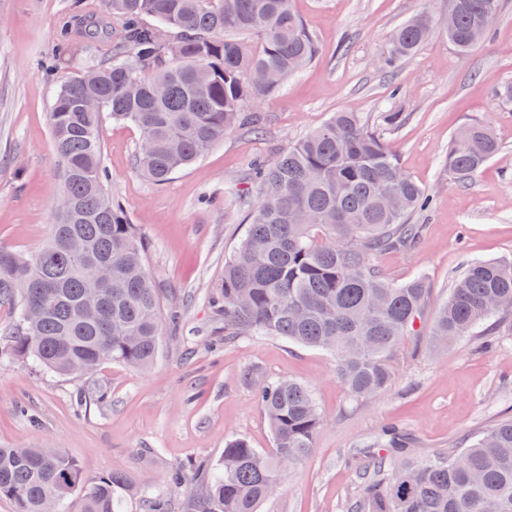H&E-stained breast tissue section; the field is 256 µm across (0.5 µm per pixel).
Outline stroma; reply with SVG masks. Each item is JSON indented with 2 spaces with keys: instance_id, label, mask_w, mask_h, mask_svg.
<instances>
[{
  "instance_id": "obj_1",
  "label": "stroma",
  "mask_w": 512,
  "mask_h": 512,
  "mask_svg": "<svg viewBox=\"0 0 512 512\" xmlns=\"http://www.w3.org/2000/svg\"><path fill=\"white\" fill-rule=\"evenodd\" d=\"M71 0H0V246L31 256L50 233L61 191L49 113L60 85L81 70L93 44L62 50L61 21ZM317 52L275 94L246 101L261 130L242 126L195 164L157 185L135 168L137 126L101 121L106 187L136 224L146 264L165 301L182 316L154 365L136 371L110 361L80 378L51 376L0 358V448H59L85 478L128 473L143 493L159 492L185 512L189 486L168 484L176 466L211 463L245 438L273 447L256 396L259 385L293 379L312 390L323 417L312 454L260 512H348L368 452L396 427L420 459L470 445L494 421L512 416V334L481 326L437 351L430 330L454 277L472 259L512 258V111L494 92L512 81V0L470 52L434 35L391 73L377 67L392 32L418 13L448 15L450 0H292ZM397 106L404 122L387 135L404 170L429 187L432 204L414 212L419 244L378 254L393 283L421 274L431 293L425 313L393 358L391 388L351 401L325 351L277 336L224 341L210 306L224 287V261L243 240L259 197L252 164L287 149L336 112L377 121ZM489 125L502 145L467 186L448 174V145L462 125Z\"/></svg>"
}]
</instances>
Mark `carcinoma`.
Returning a JSON list of instances; mask_svg holds the SVG:
<instances>
[{"instance_id": "1", "label": "carcinoma", "mask_w": 512, "mask_h": 512, "mask_svg": "<svg viewBox=\"0 0 512 512\" xmlns=\"http://www.w3.org/2000/svg\"><path fill=\"white\" fill-rule=\"evenodd\" d=\"M500 10L501 0H452L448 42L468 53L486 14ZM435 26L427 13L403 23L378 67L391 71L412 57ZM63 27L65 45L96 40L99 47L59 87L50 109L59 200L67 206L55 210L35 255L0 248V303L16 312L14 324L0 331V355L60 376L86 375L105 361L146 370L177 314H162L142 239L105 187L102 114L140 129L136 167L163 184L252 123L243 103L280 90L316 46L291 0H73ZM248 38L259 48L249 49ZM404 120L399 111L384 112L374 130L357 113L338 112L255 164L260 198L244 239L224 261V341L280 336L324 349L357 401L389 388L391 358L430 293L423 276L391 284L371 263L418 242L420 227L408 218L430 197L384 141L385 131ZM500 150L490 127L467 124L448 147V174L465 186ZM102 263L112 267V288L86 310ZM509 315L512 260L471 261L453 281L432 341L445 346ZM257 398L272 451L229 441L196 482L191 512H259L269 491L280 490L312 452L323 418L306 385L266 382ZM377 450L390 474L365 480L351 512H512L511 418L452 455L410 461L394 428ZM136 494L123 472L85 481L58 448H0V498L14 512H45L51 501L73 498L79 512H122L125 498Z\"/></svg>"}]
</instances>
